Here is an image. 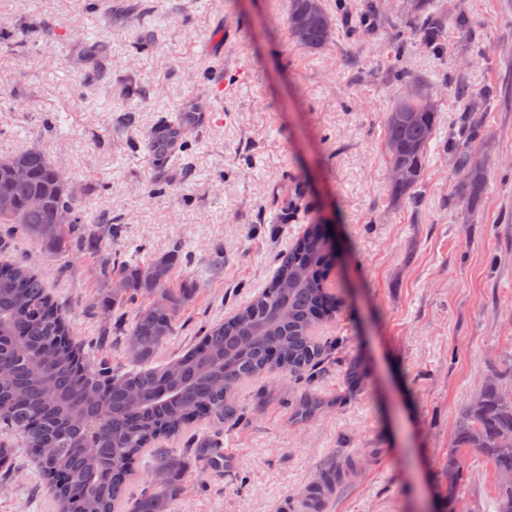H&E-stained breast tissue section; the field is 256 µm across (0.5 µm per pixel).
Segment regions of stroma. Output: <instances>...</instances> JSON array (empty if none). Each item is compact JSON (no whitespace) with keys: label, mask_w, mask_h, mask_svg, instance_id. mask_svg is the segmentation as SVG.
<instances>
[{"label":"stroma","mask_w":512,"mask_h":512,"mask_svg":"<svg viewBox=\"0 0 512 512\" xmlns=\"http://www.w3.org/2000/svg\"><path fill=\"white\" fill-rule=\"evenodd\" d=\"M321 4L334 30L313 50L290 31L291 0H0V157L41 147L86 222L117 227L92 254L14 234L5 254L39 270L91 360L128 371L135 307L105 316V263L181 247L170 285L195 291L146 362L158 369L265 288L307 225H333L342 307L319 331L333 350L313 375L244 386L245 419L218 437L227 469L190 468L170 512H280L328 470L343 478L324 512H496L500 476L479 450L459 449L453 496L447 471L470 398L493 374L512 390V0H432L436 51L411 33L415 0ZM399 69L432 87L439 114L414 200L389 192ZM459 82L494 93L472 143L487 173L472 212L443 149ZM182 117L181 145L159 158L154 127ZM308 394L325 406L301 422ZM0 443L15 451L0 512H56L22 439L0 425Z\"/></svg>","instance_id":"stroma-1"}]
</instances>
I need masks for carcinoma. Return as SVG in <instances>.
<instances>
[{"mask_svg":"<svg viewBox=\"0 0 512 512\" xmlns=\"http://www.w3.org/2000/svg\"><path fill=\"white\" fill-rule=\"evenodd\" d=\"M429 47L439 46L441 20L429 13L410 20ZM289 27L301 44L319 49L333 22L320 0H292ZM409 90L390 109L385 144L390 169L402 173L390 181L395 197L412 195L424 171L427 145L437 127L438 112L427 92L403 72ZM449 94L468 104L470 117L445 144L454 169L463 173V203L477 208L486 189V171L470 150L492 92L477 96L457 83ZM23 168V179L12 176ZM60 169L46 153L23 150L0 159V187L13 206L0 209V224H11L52 253L69 244L78 251L97 252L101 240L113 236V225L84 224L81 205ZM38 196L41 207L28 205ZM175 254L143 266L120 269L124 288L118 301H132L162 292L165 302L137 307L125 335L137 344L139 361L149 359L173 335L187 295L188 282L169 287ZM332 255L321 226L310 225L283 259L266 288L222 324L205 330L202 340L161 369L122 372L88 361L83 344L39 275L17 263H0V424L20 434L37 458L41 476L57 512H168L181 490L187 463L174 453L155 458L140 497L126 499L127 486L143 455L196 423L209 427L234 425L245 418L235 401L246 382L275 372H299L321 362L325 347L315 336L318 326L332 321L341 299L326 285ZM321 407L313 397L296 409L309 419ZM458 448H477L491 460L501 481L497 512H512V394L493 379L467 404L448 449V496H454L463 469ZM200 469L219 465L221 450L203 438L192 449Z\"/></svg>","mask_w":512,"mask_h":512,"instance_id":"cac0c4a2","label":"carcinoma"}]
</instances>
